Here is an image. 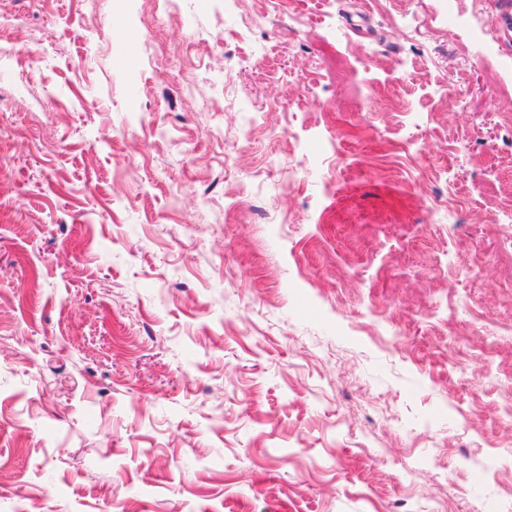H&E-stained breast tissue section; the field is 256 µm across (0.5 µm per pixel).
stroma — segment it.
<instances>
[{
	"label": "stroma",
	"mask_w": 512,
	"mask_h": 512,
	"mask_svg": "<svg viewBox=\"0 0 512 512\" xmlns=\"http://www.w3.org/2000/svg\"><path fill=\"white\" fill-rule=\"evenodd\" d=\"M507 9L0 0V512H512Z\"/></svg>",
	"instance_id": "stroma-1"
}]
</instances>
